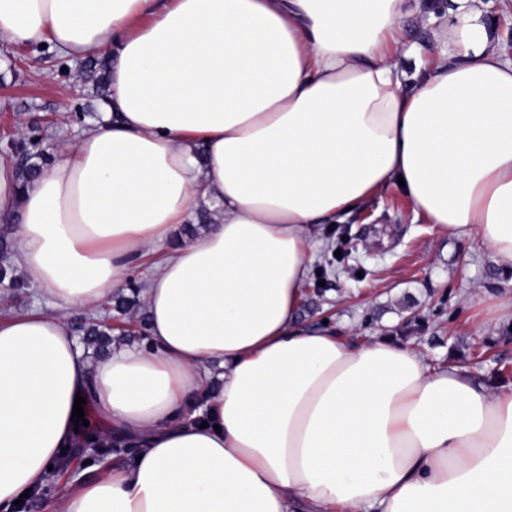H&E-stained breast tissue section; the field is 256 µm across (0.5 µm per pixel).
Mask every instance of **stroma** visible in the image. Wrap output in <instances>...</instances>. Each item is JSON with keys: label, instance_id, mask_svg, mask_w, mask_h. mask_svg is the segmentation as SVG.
Masks as SVG:
<instances>
[{"label": "stroma", "instance_id": "obj_1", "mask_svg": "<svg viewBox=\"0 0 512 512\" xmlns=\"http://www.w3.org/2000/svg\"><path fill=\"white\" fill-rule=\"evenodd\" d=\"M452 0H422L404 18L402 43L410 51L407 74L444 56L439 27ZM103 101L85 80V64L47 60L40 45L0 41V153L8 142L40 129L44 136L36 165L56 161L64 142L75 141L89 122L102 119ZM326 245L316 258L298 307L306 325L328 324L351 340L385 336L414 349L433 364H453L502 388L497 371L512 374V327L488 309L512 297V267L495 262L477 240L437 231L414 215L409 201L389 189L335 226L320 225ZM130 287L99 308L112 327L113 345L144 346L146 281L133 270ZM132 449L104 453L102 460L72 458L58 465L49 485L7 512H50L52 501L75 479L96 476L99 462H125Z\"/></svg>", "mask_w": 512, "mask_h": 512}]
</instances>
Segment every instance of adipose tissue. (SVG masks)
I'll use <instances>...</instances> for the list:
<instances>
[{
	"instance_id": "ef3b65f1",
	"label": "adipose tissue",
	"mask_w": 512,
	"mask_h": 512,
	"mask_svg": "<svg viewBox=\"0 0 512 512\" xmlns=\"http://www.w3.org/2000/svg\"><path fill=\"white\" fill-rule=\"evenodd\" d=\"M453 2L409 88L419 0H0V41L111 59L108 118L28 184L0 155L11 260L54 306L0 317V506L76 445L82 396L136 457L52 512H512V387L296 322L311 226L392 185L512 266V60ZM155 251L148 347L91 363L70 315Z\"/></svg>"
}]
</instances>
